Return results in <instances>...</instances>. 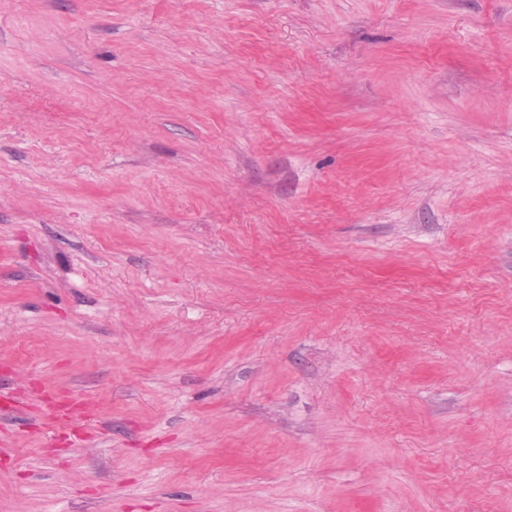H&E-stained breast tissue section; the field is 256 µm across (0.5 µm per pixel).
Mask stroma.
<instances>
[{"mask_svg": "<svg viewBox=\"0 0 512 512\" xmlns=\"http://www.w3.org/2000/svg\"><path fill=\"white\" fill-rule=\"evenodd\" d=\"M11 393L0 512H512V0H0Z\"/></svg>", "mask_w": 512, "mask_h": 512, "instance_id": "1", "label": "stroma"}]
</instances>
